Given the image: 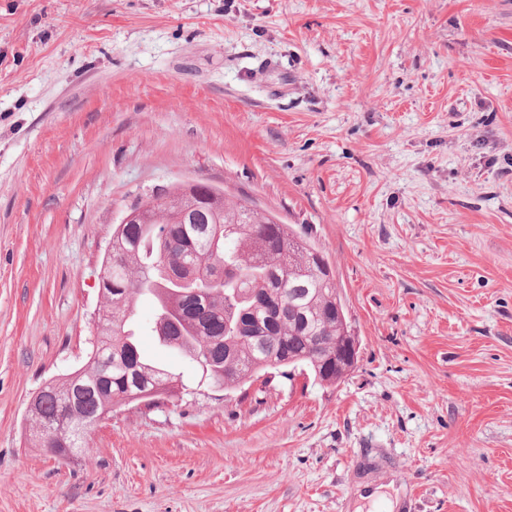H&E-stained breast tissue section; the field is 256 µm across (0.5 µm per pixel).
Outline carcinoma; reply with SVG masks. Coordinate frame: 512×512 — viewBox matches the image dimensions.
<instances>
[{"label":"carcinoma","instance_id":"cac0c4a2","mask_svg":"<svg viewBox=\"0 0 512 512\" xmlns=\"http://www.w3.org/2000/svg\"><path fill=\"white\" fill-rule=\"evenodd\" d=\"M215 187L198 182L188 213L166 223V204L139 201L136 224L112 231V268L103 285L99 314L112 331L95 337L86 362L39 395L31 444L43 447L41 430L58 423L71 406L93 417L135 394H192L180 376L147 357L128 334L142 295L154 303L158 342L195 364L199 383L236 390L278 370L290 378L313 375L327 385L341 381L336 352L352 330L334 275L320 267L319 251L289 224L264 216L246 202L210 201ZM193 266L177 278L165 254ZM177 326L164 332V315ZM89 433L60 427L53 434L64 453L83 448Z\"/></svg>","mask_w":512,"mask_h":512}]
</instances>
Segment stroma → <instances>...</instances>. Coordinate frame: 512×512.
<instances>
[{
  "label": "stroma",
  "instance_id": "35a3bbf8",
  "mask_svg": "<svg viewBox=\"0 0 512 512\" xmlns=\"http://www.w3.org/2000/svg\"><path fill=\"white\" fill-rule=\"evenodd\" d=\"M186 180L322 252L356 366L30 447L113 227ZM0 512H512V0H0ZM95 428L96 426L82 434L74 433L72 429L65 427L57 428V432L52 435L56 445L54 448H57L62 453L71 448H83L85 447L87 437Z\"/></svg>",
  "mask_w": 512,
  "mask_h": 512
}]
</instances>
